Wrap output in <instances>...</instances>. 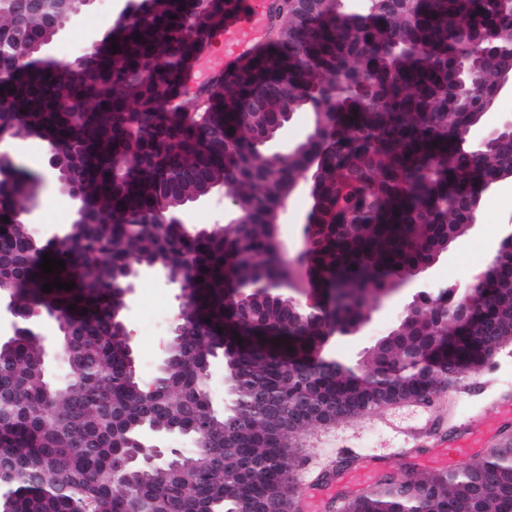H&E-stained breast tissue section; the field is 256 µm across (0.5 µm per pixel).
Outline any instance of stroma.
<instances>
[{
  "label": "stroma",
  "instance_id": "35a3bbf8",
  "mask_svg": "<svg viewBox=\"0 0 512 512\" xmlns=\"http://www.w3.org/2000/svg\"><path fill=\"white\" fill-rule=\"evenodd\" d=\"M119 11L115 6L101 8L93 4L84 10V15L66 25L62 33L47 50L50 58L62 60V50L73 45L86 49L90 40L103 39L115 26ZM0 149L10 152L38 178V183L28 202L33 207L29 229L41 240H50L54 235L66 232L73 222L75 203L62 192L48 167L47 143L31 135L9 139L0 143ZM230 199L224 189H216L210 198L186 206L179 213L183 224L195 228H209L224 222V207ZM313 206L309 188L299 187L290 197L288 213L279 220L278 238L287 247L299 243L301 227L308 223ZM512 221V189L485 193L481 201V212L477 231L458 238L431 267L430 273L443 285L454 284L468 287L474 280L472 271L486 246L499 245L505 235V227ZM177 290L163 279L142 276L134 293L127 298L122 311L123 321L131 336L136 371L140 379L152 380L163 355L169 336L168 330L156 328L158 319L175 322L178 314ZM406 302L405 293H397L372 302L371 320L364 335L347 337L333 349L336 357L354 359L362 355L375 337L387 334L394 327ZM512 385V356L498 354L481 372H464L455 396L456 409L465 414L486 410L487 421L496 430H504L505 422L499 421L488 405L500 386ZM386 436L378 426L376 413L368 411L354 416L341 424L324 430L316 426L301 436V451L306 462L325 460L335 449L352 448L374 452L385 441Z\"/></svg>",
  "mask_w": 512,
  "mask_h": 512
}]
</instances>
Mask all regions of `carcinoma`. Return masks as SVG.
<instances>
[{
    "mask_svg": "<svg viewBox=\"0 0 512 512\" xmlns=\"http://www.w3.org/2000/svg\"><path fill=\"white\" fill-rule=\"evenodd\" d=\"M226 0H205L195 13L184 0H156L152 22L116 42L108 75L88 74L83 99L73 98L68 64L22 66L0 57V103L15 109L18 137L56 133L68 142L75 188L107 224H84L69 242L43 245L15 221L30 175L0 186V294L26 310L59 313L73 335L60 339L70 353L68 377H50L40 336H13L0 344V507L8 512H265L288 503L300 452L296 437L317 423L339 422L420 394L494 355L512 342V253L500 258L472 324L460 328L450 297L426 300L398 340L365 360L371 369L326 367L318 351L332 324L371 313L369 299L414 276L449 240L468 233V205L490 178L512 173V134L505 133L470 158L464 134L483 124L475 96L494 92L497 72L484 71L473 89L461 71L455 30L466 27L512 45V16L496 0H406L383 13L352 41L336 34V17L317 18L318 36L302 33L308 19L284 14L273 42L222 91L203 87L188 96L182 74L191 54L207 42L200 20H224ZM44 19L15 26L0 13V39L42 30ZM140 40H135L136 36ZM176 43L170 55L153 45ZM428 45L435 58L395 56L372 77L368 92L343 98L334 128L303 147L293 164L253 157L251 136L304 109L340 69L363 64L360 45ZM328 149L318 174L316 240L307 268L333 304L322 319L293 310L288 297L243 292L257 282L289 276L271 225L277 205L304 178L307 154ZM110 168L112 185L95 187V169ZM222 185L245 223L213 227L204 238L177 224H142L180 212ZM65 263L46 275L42 256ZM186 275L189 327L176 337L162 372L151 382L132 377L128 337L112 331L121 317L115 275L132 259ZM74 283L70 291L43 285ZM75 310H69V306ZM223 331H217V328ZM428 336H445L439 345ZM430 358L407 363L408 346ZM229 356L242 378L236 398L264 387L278 412L253 417L224 414L212 405L208 369ZM304 391L315 409L291 408ZM288 412V426L280 413ZM160 426L191 439L180 465L139 466L116 477L144 431ZM339 512H512V439L480 464L456 473H430L413 482L386 476L380 487L344 500Z\"/></svg>",
    "mask_w": 512,
    "mask_h": 512,
    "instance_id": "obj_1",
    "label": "carcinoma"
}]
</instances>
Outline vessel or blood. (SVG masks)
<instances>
[{
    "instance_id": "vessel-or-blood-1",
    "label": "vessel or blood",
    "mask_w": 512,
    "mask_h": 512,
    "mask_svg": "<svg viewBox=\"0 0 512 512\" xmlns=\"http://www.w3.org/2000/svg\"><path fill=\"white\" fill-rule=\"evenodd\" d=\"M274 0H236L233 10L225 20L220 33L222 56L225 63L234 64L260 46L264 29L274 22ZM486 421L472 415L459 418L457 437L453 441L440 439L424 400L401 399L389 406L381 421L397 450L415 448L424 444L440 449L443 468H452L457 458L468 455L473 449L492 451L494 439L488 438ZM340 479L359 493H366L379 482L374 456L359 457L356 464L340 472ZM314 482H301L298 488L299 512H323L324 506L315 495Z\"/></svg>"
}]
</instances>
